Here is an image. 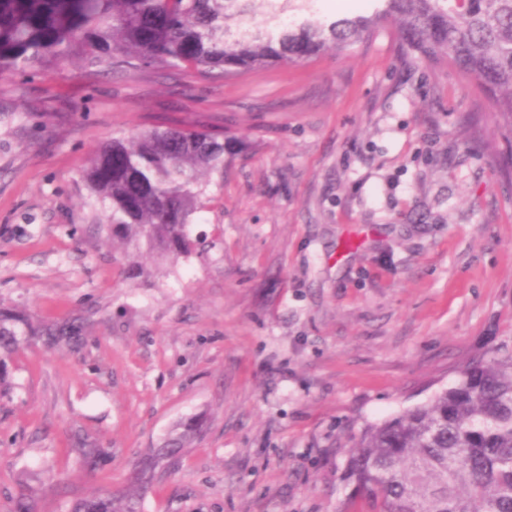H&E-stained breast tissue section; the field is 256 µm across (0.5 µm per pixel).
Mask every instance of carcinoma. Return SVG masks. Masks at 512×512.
Wrapping results in <instances>:
<instances>
[{
	"mask_svg": "<svg viewBox=\"0 0 512 512\" xmlns=\"http://www.w3.org/2000/svg\"><path fill=\"white\" fill-rule=\"evenodd\" d=\"M261 21L243 26L251 4ZM314 0H0V74L47 72L77 60L94 77L150 66L203 77L294 63L341 50L384 25L410 57L446 62L492 95L512 142V0H373L368 15L331 22L288 21ZM245 142L230 130L179 125L114 138L88 159L83 178L105 213L102 226L126 248L176 260L192 253L188 224L205 193ZM88 319L36 323L0 306V385L12 356L36 341L79 347ZM194 420L136 466L120 498L92 496L70 512H141L157 463H175ZM368 512H512V348L465 365L427 402L367 427L344 472Z\"/></svg>",
	"mask_w": 512,
	"mask_h": 512,
	"instance_id": "cac0c4a2",
	"label": "carcinoma"
}]
</instances>
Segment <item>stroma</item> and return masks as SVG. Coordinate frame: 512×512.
<instances>
[{"label":"stroma","instance_id":"obj_1","mask_svg":"<svg viewBox=\"0 0 512 512\" xmlns=\"http://www.w3.org/2000/svg\"><path fill=\"white\" fill-rule=\"evenodd\" d=\"M158 117L246 142L176 261L97 230L82 179L99 145ZM509 154L491 97L403 57L391 26L233 79L71 62L0 78V305L91 313L78 351L10 364L0 512L23 492L37 512L122 495L193 416L204 433L143 512H366L343 479L361 432L512 346ZM80 438L104 449L96 469Z\"/></svg>","mask_w":512,"mask_h":512}]
</instances>
